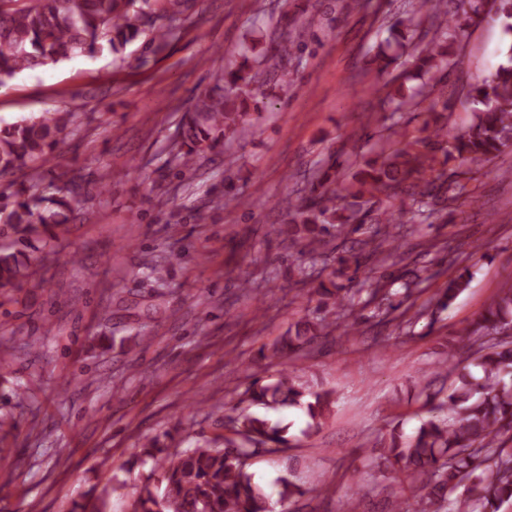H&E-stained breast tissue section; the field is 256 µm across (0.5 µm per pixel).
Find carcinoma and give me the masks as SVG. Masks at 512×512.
Here are the masks:
<instances>
[{"instance_id":"obj_1","label":"carcinoma","mask_w":512,"mask_h":512,"mask_svg":"<svg viewBox=\"0 0 512 512\" xmlns=\"http://www.w3.org/2000/svg\"><path fill=\"white\" fill-rule=\"evenodd\" d=\"M188 0H0V86L18 73L57 64L105 49L118 52L143 34L151 35L155 50L176 38L186 20ZM439 20L433 37L414 55L413 68L434 78L451 67V49L477 20L501 21L512 34V0H422L420 9L389 26L393 39L413 32L423 18ZM508 65H500L476 84L462 105L474 119L463 134L447 125L425 121L423 135L401 147L391 136H380L376 158L359 165L345 180L342 193L332 195L340 158L333 157L310 184L298 203L288 201L286 224L280 234L298 255L327 276L309 294L319 297L313 315L295 321L284 336L260 350L264 358L282 365L272 380H253L242 401L266 411L299 407L308 417L304 434L318 433L336 403L330 390L314 391L294 372L288 359L318 338L341 329L357 330L360 317L355 296L387 302L385 316L411 300L418 286L412 271L402 282V299L391 303V286L381 273L397 251V235L390 225L410 214L418 224L438 219L453 207L456 196L442 192L445 182L472 179L471 164H481L512 145V47ZM225 69L215 87L199 97L185 113L174 144L175 159L194 168L206 151L224 145L244 123L247 101L256 76L249 73V57ZM434 90L427 84L400 97L395 111L408 104L416 109ZM74 119L72 112L48 113L0 129V178L22 173L20 182L0 205V238L33 249L27 253L0 248V298L32 282L44 257L38 247L59 239L66 224L80 215L77 207L82 179L71 181L66 194L40 188L41 170L60 165L54 149ZM451 160L461 166L445 169ZM387 201L392 209L377 214L374 236L356 250L335 257L327 253L333 239L358 232L373 207ZM471 279L464 268L448 280L435 311L448 309ZM363 281L368 288H352ZM512 327V286L501 289L480 316L460 332L461 342L473 349L471 361L435 366L436 374L452 377L448 389L426 393L429 416L411 435L394 428L380 458L403 474L419 491L417 512H498L512 499V340L501 333ZM231 435L214 444L172 450L160 439L143 445V456L162 464L163 489L145 481L131 504V512H273L306 494L291 479L281 477L276 493L255 479L248 460L259 453H277L290 445L289 426L263 413L241 411L228 417Z\"/></svg>"}]
</instances>
